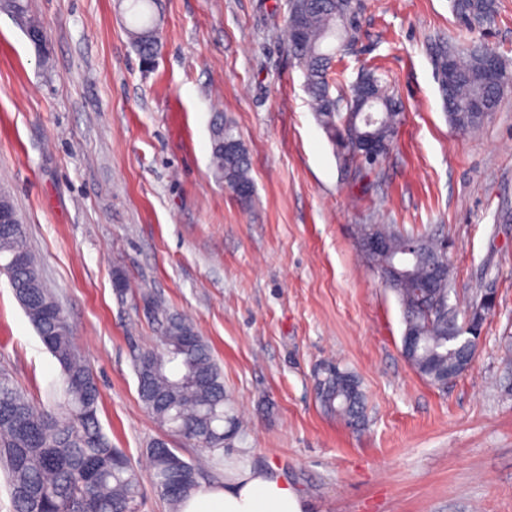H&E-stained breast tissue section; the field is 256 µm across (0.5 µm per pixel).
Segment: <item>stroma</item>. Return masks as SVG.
Wrapping results in <instances>:
<instances>
[{"label":"stroma","mask_w":512,"mask_h":512,"mask_svg":"<svg viewBox=\"0 0 512 512\" xmlns=\"http://www.w3.org/2000/svg\"><path fill=\"white\" fill-rule=\"evenodd\" d=\"M357 3L360 37L332 93L375 67L405 113L366 176L315 118L284 48L287 0H161L150 68L127 33L130 0H28L46 59L0 11V188L99 385L101 426L141 477L137 512H172L148 458L164 431L135 370L160 346L148 290L204 337L240 419L215 452L171 438L201 483L272 466L308 512H512V223L499 219L512 210V94L457 133L433 48L471 35L449 0ZM471 37L512 61V0ZM218 114L249 152L245 205L212 169ZM360 224L450 239L459 315L475 289L494 293L471 367L446 387L404 358L401 307ZM328 360L359 378L364 425L321 408ZM1 370L42 405L59 395L60 366L0 275Z\"/></svg>","instance_id":"1"}]
</instances>
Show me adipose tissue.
<instances>
[{
    "label": "adipose tissue",
    "instance_id": "ef3b65f1",
    "mask_svg": "<svg viewBox=\"0 0 512 512\" xmlns=\"http://www.w3.org/2000/svg\"><path fill=\"white\" fill-rule=\"evenodd\" d=\"M307 504L287 481L270 470L247 468L221 486H201L180 512H306Z\"/></svg>",
    "mask_w": 512,
    "mask_h": 512
}]
</instances>
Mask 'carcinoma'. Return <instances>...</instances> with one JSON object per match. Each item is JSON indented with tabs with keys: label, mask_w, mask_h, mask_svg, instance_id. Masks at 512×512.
I'll use <instances>...</instances> for the list:
<instances>
[{
	"label": "carcinoma",
	"mask_w": 512,
	"mask_h": 512,
	"mask_svg": "<svg viewBox=\"0 0 512 512\" xmlns=\"http://www.w3.org/2000/svg\"><path fill=\"white\" fill-rule=\"evenodd\" d=\"M159 0H131L135 24L131 44L143 64L157 59L163 46L153 19ZM459 25L469 31L490 26L496 0H450ZM356 0H289L285 46L302 67L317 120L344 156L362 174L379 162L365 155L363 139L393 146L402 123L403 105L389 94L375 72L362 73L341 101L330 94L336 52L357 38ZM451 52L452 64L440 73L448 123L461 134L479 128L496 111L504 92L488 84L483 67L492 56L499 63V83L512 87V63L476 42L441 43L435 54ZM378 109L372 125L365 112ZM212 164L224 187L237 195L240 186L253 185L249 153L234 129L217 120L212 124ZM372 234L385 240V249L365 255L376 270L406 265L391 275L386 286L397 297L404 329L415 346L405 354L416 372L435 387L461 375L474 357L475 346L455 335L456 309L436 317L432 303L448 299L453 285L444 247L424 229L409 233L395 224H362L359 240ZM0 273L8 281H41L39 267L28 250L23 228L0 229ZM14 297L34 326L63 376L64 401L56 408L41 407L20 390L8 373L0 372V467L8 478L14 512H133L141 497L138 472L103 432L98 419L100 389L82 359L70 326L55 296L45 286L14 291ZM145 309L161 332L162 348L137 356L139 396L168 432L217 450L239 426L226 407L224 373L210 347L192 323L164 309L150 291L141 293ZM319 401L325 412L358 423L364 417V395L348 371L335 367L319 382ZM154 487L173 508L198 487V468L164 441L148 450Z\"/></svg>",
	"instance_id": "carcinoma-1"
}]
</instances>
